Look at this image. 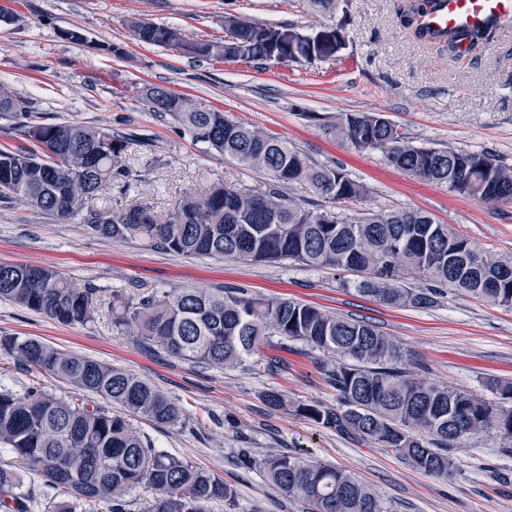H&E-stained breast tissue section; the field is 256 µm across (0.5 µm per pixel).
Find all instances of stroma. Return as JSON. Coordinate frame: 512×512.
<instances>
[{
	"label": "stroma",
	"instance_id": "obj_1",
	"mask_svg": "<svg viewBox=\"0 0 512 512\" xmlns=\"http://www.w3.org/2000/svg\"><path fill=\"white\" fill-rule=\"evenodd\" d=\"M415 0H339L335 13L312 11L305 0H0L12 12L0 21V84L28 102L36 116L58 123L134 134L124 163L140 174L131 186L113 183L107 207H150L165 216L201 181L259 188V174L224 160L192 141L177 123L149 112L141 90L162 84L223 110L231 118L272 131L315 165L341 166L366 193L350 214L401 209L429 213L479 251L512 256V203L490 204L449 193L394 168L383 152L356 150L323 125L340 112H377L418 145L486 152L512 167V18L500 22L473 52L418 39L407 24ZM291 24L311 33L343 23L345 47L336 60L314 65L272 61H202L136 40L134 21L178 28L188 39L220 40L224 18ZM76 28L73 43L63 36ZM0 263L62 272L102 294L128 295L174 288L237 286L266 296L316 305L329 313L376 323L395 337L431 378L487 395L485 378L512 381V309L454 293L423 310L388 307L342 287L344 272L291 260L254 263L207 256L183 257L138 239L88 234L80 218H50L20 202H0ZM32 336L131 370L181 406L185 425H134L155 447L185 457L223 478L236 495L235 512H307L237 451L254 457L302 454L349 470L375 489L388 512H512V456L494 435L455 450L448 479L412 469L378 445L359 443L297 415L296 403L336 406L335 390L300 344L271 337L259 355L231 369L171 356L142 337L116 331L107 312L88 326H64L0 301V333ZM287 369H268L269 360ZM0 384L15 392L39 385L59 395L57 379L0 354ZM278 392L289 405L265 402Z\"/></svg>",
	"mask_w": 512,
	"mask_h": 512
}]
</instances>
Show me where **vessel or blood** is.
<instances>
[{"label":"vessel or blood","instance_id":"vessel-or-blood-1","mask_svg":"<svg viewBox=\"0 0 512 512\" xmlns=\"http://www.w3.org/2000/svg\"><path fill=\"white\" fill-rule=\"evenodd\" d=\"M512 17V0H433L421 24L431 34L481 30Z\"/></svg>","mask_w":512,"mask_h":512}]
</instances>
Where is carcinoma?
<instances>
[{
    "label": "carcinoma",
    "mask_w": 512,
    "mask_h": 512,
    "mask_svg": "<svg viewBox=\"0 0 512 512\" xmlns=\"http://www.w3.org/2000/svg\"><path fill=\"white\" fill-rule=\"evenodd\" d=\"M421 0L408 17L418 38L429 33L415 24L430 6ZM275 26L224 18V40H187L172 26L139 21L136 38L172 48L194 59L262 64ZM492 33L465 34L474 50ZM450 35L448 48L459 38ZM245 45L231 55L230 40ZM338 38L288 41L280 60L313 65L334 60L344 49ZM142 96L150 111L170 117L195 141L264 177L258 190L224 184L176 201L165 219L146 207L103 209L97 205L112 180L132 174L122 165L132 138L102 127L30 120L26 101L0 88V117L17 120L24 144H0V201L17 198L38 214L68 218L81 203L88 233L106 238L138 237L180 256L207 255L250 262L293 260L308 267L351 271L364 296L395 307L429 309L448 291L512 309V260L479 253L448 225L422 210L352 216L347 206L364 188L340 167L316 166L282 137L229 118L167 87L149 83ZM357 149L385 153L388 162L425 182L487 203L512 202V168L486 152L414 144L375 112H347L327 125ZM304 184L332 203L305 207L287 190ZM419 279L421 288L400 286ZM0 301L64 326L87 325L100 308L112 325L171 355L215 368L235 367L259 352L268 336H281L310 352L339 357L314 359L336 389L339 405L299 403L295 412L357 441L389 449L433 477L452 476L451 451L492 433L512 439V406L452 385L431 381L421 366L407 362L402 345L371 322L331 314L318 306L264 297L236 287L177 288L106 301L100 289L74 286L62 273L28 264H0ZM0 352L21 365L64 381L72 392L58 396L40 386L17 394L0 386V447L53 491L43 503L28 491L17 467L0 462V512H134L141 486L154 490L152 512H209L215 502L235 508V492L224 480L188 459L151 445L131 419L157 426L183 420L180 405L122 367L59 349L29 336H0ZM105 398L123 412L91 405L84 395ZM245 465L309 512H387L379 495L350 471L295 454L238 449Z\"/></svg>",
    "instance_id": "1"
}]
</instances>
